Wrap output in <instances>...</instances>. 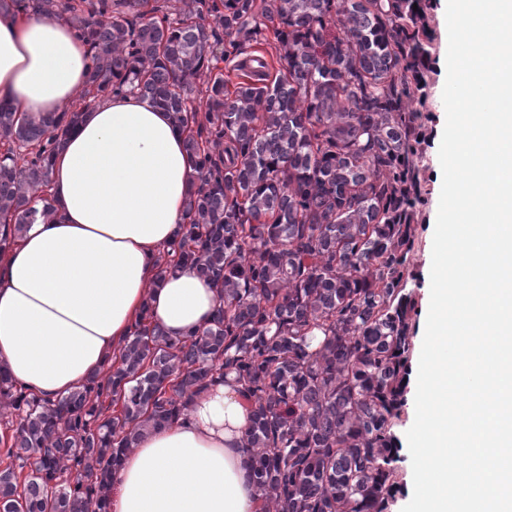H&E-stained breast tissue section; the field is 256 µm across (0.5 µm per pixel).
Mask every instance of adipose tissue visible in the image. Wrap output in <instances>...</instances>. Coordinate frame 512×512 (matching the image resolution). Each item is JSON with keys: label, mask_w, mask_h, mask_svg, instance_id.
I'll list each match as a JSON object with an SVG mask.
<instances>
[{"label": "adipose tissue", "mask_w": 512, "mask_h": 512, "mask_svg": "<svg viewBox=\"0 0 512 512\" xmlns=\"http://www.w3.org/2000/svg\"><path fill=\"white\" fill-rule=\"evenodd\" d=\"M90 51L63 20L0 16V100L69 111ZM193 159L169 113L133 94L98 100L53 159L50 219L0 254V367L28 393L58 400L105 372L141 314L182 338L220 298L195 268L160 273L178 239ZM250 411L218 383L178 422L143 432L112 481L109 512H258Z\"/></svg>", "instance_id": "obj_1"}]
</instances>
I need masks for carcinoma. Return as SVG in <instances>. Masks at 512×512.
<instances>
[{
    "mask_svg": "<svg viewBox=\"0 0 512 512\" xmlns=\"http://www.w3.org/2000/svg\"><path fill=\"white\" fill-rule=\"evenodd\" d=\"M423 0H0L62 17L90 47L81 99L149 97L187 129L197 177L159 271L219 290L174 340L137 322L105 375L55 402L0 373L16 428L0 512H108L112 473L232 374L259 512H390L410 374L407 255L423 202L413 108L429 61ZM271 41L279 68L248 49ZM239 59L228 88L221 62ZM83 111L0 102V252L49 218L51 159Z\"/></svg>",
    "mask_w": 512,
    "mask_h": 512,
    "instance_id": "obj_1",
    "label": "carcinoma"
}]
</instances>
